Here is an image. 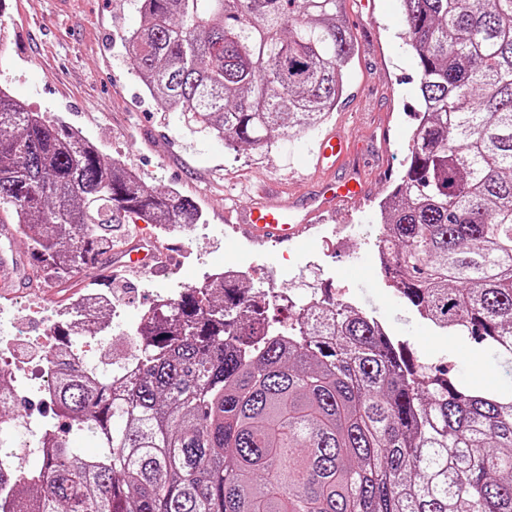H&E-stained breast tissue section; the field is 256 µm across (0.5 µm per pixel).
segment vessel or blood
<instances>
[{
    "instance_id": "b4317fda",
    "label": "vessel or blood",
    "mask_w": 512,
    "mask_h": 512,
    "mask_svg": "<svg viewBox=\"0 0 512 512\" xmlns=\"http://www.w3.org/2000/svg\"><path fill=\"white\" fill-rule=\"evenodd\" d=\"M351 143L344 133L325 136L318 149V159L328 176L305 205L267 199L245 206L233 205L225 210V223L258 243H297L309 232L310 215L331 211L344 201L359 198L362 186L355 178H331L330 173L348 155Z\"/></svg>"
}]
</instances>
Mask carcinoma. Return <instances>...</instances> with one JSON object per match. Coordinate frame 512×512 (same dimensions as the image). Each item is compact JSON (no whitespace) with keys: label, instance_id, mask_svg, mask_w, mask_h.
<instances>
[{"label":"carcinoma","instance_id":"1","mask_svg":"<svg viewBox=\"0 0 512 512\" xmlns=\"http://www.w3.org/2000/svg\"><path fill=\"white\" fill-rule=\"evenodd\" d=\"M132 68L164 110L233 151L320 125L355 38L345 0H132ZM421 109L381 205L380 272L419 318L512 370V0H402ZM80 131L0 89V224L33 288L67 293L128 226L199 223ZM137 373L55 365L66 440L15 484L24 512H512V396L442 370L424 390L367 311L316 301L276 318L246 277H209L145 319Z\"/></svg>","mask_w":512,"mask_h":512}]
</instances>
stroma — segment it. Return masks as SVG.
Listing matches in <instances>:
<instances>
[{"instance_id":"obj_1","label":"stroma","mask_w":512,"mask_h":512,"mask_svg":"<svg viewBox=\"0 0 512 512\" xmlns=\"http://www.w3.org/2000/svg\"><path fill=\"white\" fill-rule=\"evenodd\" d=\"M346 21L356 52L346 72L347 92L329 118L308 133L282 138L269 149L225 148L222 140L186 126L177 113L160 111L134 74L122 35L142 19L130 0H0V87L14 98L81 131L132 169L150 188H171L203 213L198 224L159 228L131 225L127 244L154 245L175 255L162 276L112 272V336L115 359L156 291L200 285L210 269L245 263L250 284L294 289L332 288L373 308L400 344L428 368L445 367L462 384L512 391V377L464 336L444 334L408 312L379 273V202L402 169L419 109L417 66L402 38L400 0H348ZM345 131L353 151L336 177L357 172L360 200L311 216L314 228L299 244L259 245L241 239L224 222V211L252 199L257 188L288 202L310 198L321 178L319 140ZM16 258L15 282L0 287V309L57 310L54 286L31 291L26 283L27 246L21 233L0 237V253Z\"/></svg>"}]
</instances>
